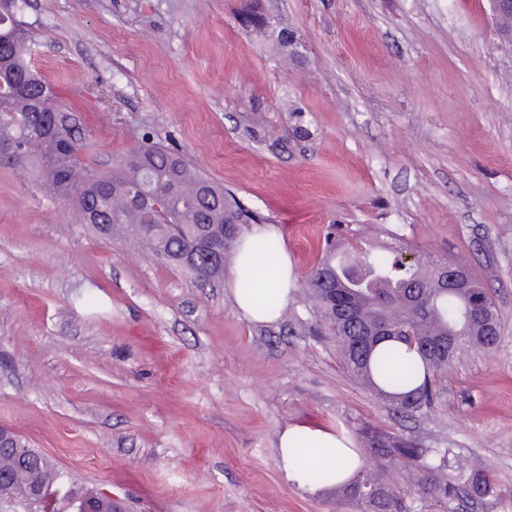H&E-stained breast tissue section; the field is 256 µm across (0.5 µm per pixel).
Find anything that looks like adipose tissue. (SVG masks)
<instances>
[{"instance_id": "obj_1", "label": "adipose tissue", "mask_w": 512, "mask_h": 512, "mask_svg": "<svg viewBox=\"0 0 512 512\" xmlns=\"http://www.w3.org/2000/svg\"><path fill=\"white\" fill-rule=\"evenodd\" d=\"M281 239L278 228L270 224L254 227L243 238V246L247 249L260 240H272L276 243V250L268 259L270 270L265 275L263 292L276 298V309L270 310L262 306V294L249 296L242 291L240 283L245 276L252 274V267L239 261L233 266L229 291L238 311L248 321L275 322L279 308L287 306L291 299L295 285L294 262ZM353 446L352 438L345 431L320 426L292 425L279 435L278 469L287 483L302 489L308 486L305 470L309 467L326 471L330 479L346 480L353 473L352 467L346 464L347 459L354 456Z\"/></svg>"}]
</instances>
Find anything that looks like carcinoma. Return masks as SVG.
<instances>
[{"instance_id":"cac0c4a2","label":"carcinoma","mask_w":512,"mask_h":512,"mask_svg":"<svg viewBox=\"0 0 512 512\" xmlns=\"http://www.w3.org/2000/svg\"><path fill=\"white\" fill-rule=\"evenodd\" d=\"M33 47L34 39L18 22L0 24V142L20 149L0 164L32 174L44 192L70 201L80 223L106 224L105 236L144 243L174 266H182V256L200 235L220 244L226 257L239 249V225L252 216L173 152L146 143L118 158L111 170L99 171L80 163V131L49 134L44 123L65 107L29 65ZM148 199L160 205L150 226L143 218ZM446 263L426 254L408 260L359 244L345 248L328 235L318 263L300 284L314 309L315 330L342 324L336 343L348 371L404 416L431 410L439 398L438 374L465 353L488 351L498 340L481 322L486 307L495 304L494 294L459 262L454 266L472 287L440 286L439 269ZM355 264L365 273L354 274ZM195 268L208 282L224 274V265L211 264L204 251L196 253ZM363 438L380 457L408 459L420 475L419 489L437 498H482L492 489L477 466L452 481L435 479L448 467L446 448H421L402 435L377 431L367 430ZM0 482L17 501L25 500L35 483L51 499L62 476L42 453L23 468L14 452L1 448ZM331 489L340 507L406 512L392 485L364 465Z\"/></svg>"}]
</instances>
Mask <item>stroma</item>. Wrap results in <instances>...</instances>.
<instances>
[{
  "label": "stroma",
  "instance_id": "35a3bbf8",
  "mask_svg": "<svg viewBox=\"0 0 512 512\" xmlns=\"http://www.w3.org/2000/svg\"><path fill=\"white\" fill-rule=\"evenodd\" d=\"M20 19L83 162L111 169L151 133L277 226L301 281L332 226L466 259L501 333L402 417L312 335L310 303L249 322L226 280L99 236L0 164V426L124 512H336L278 470L281 431L305 423L349 432L414 512H512V38L488 0H28ZM366 427L448 449L449 477L479 465L491 495H423Z\"/></svg>",
  "mask_w": 512,
  "mask_h": 512
}]
</instances>
